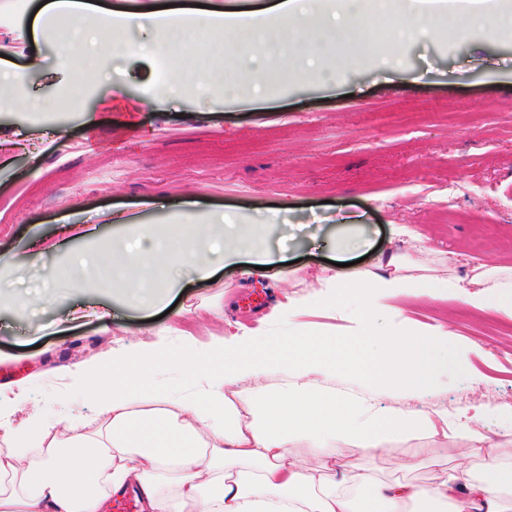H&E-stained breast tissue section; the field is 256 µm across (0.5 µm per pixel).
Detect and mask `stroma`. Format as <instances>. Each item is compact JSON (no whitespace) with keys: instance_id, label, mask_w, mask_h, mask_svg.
<instances>
[{"instance_id":"35a3bbf8","label":"stroma","mask_w":512,"mask_h":512,"mask_svg":"<svg viewBox=\"0 0 512 512\" xmlns=\"http://www.w3.org/2000/svg\"><path fill=\"white\" fill-rule=\"evenodd\" d=\"M41 0H0V66L24 72L25 109L0 103V290L23 308L0 309V385L28 383L24 411L97 419L73 400L56 366L134 356L194 338L210 351L225 322L256 327L285 297L313 293L345 238L364 240L360 269L388 273L383 255L454 281L512 266V39L487 30L470 40H420L400 50L398 70L365 63L334 82L304 75L264 83L263 102L228 97L210 82L170 98L162 57L194 69L247 68L255 48L225 45L194 28L166 52L142 51L138 31L97 43L98 70H75L80 53L67 23L39 20ZM251 225L256 245L280 246L287 265L266 275L215 266L212 280L179 264L164 300L144 306L106 290L105 273L61 280L73 253L106 254L140 224H205L213 213ZM413 326H443L448 371L424 394L368 389L360 374L341 391L369 393L382 410L447 414L446 433L394 443L365 467L428 486L453 463L477 467L462 413L494 452L512 462V316L478 311L460 292L402 300ZM460 449L449 458L448 449Z\"/></svg>"}]
</instances>
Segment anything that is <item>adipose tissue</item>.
<instances>
[{
    "mask_svg": "<svg viewBox=\"0 0 512 512\" xmlns=\"http://www.w3.org/2000/svg\"><path fill=\"white\" fill-rule=\"evenodd\" d=\"M341 2L335 10L321 0H278L264 10L253 0H226L200 12L186 0H168L155 10L126 0L115 11L92 0H46L41 12L77 27L92 16L98 31L107 33L146 21L173 37L195 18L211 26L228 21L236 43L260 46V63L276 55L297 63L333 47L345 67L368 54L377 10L388 12L389 34L398 43L440 26L466 40L496 14L512 26V0ZM178 260L205 277L218 260L251 273L282 257L253 245L242 224H184L174 234L144 224L137 238L113 245L107 265L116 279L148 277L151 287L139 296L148 302L167 287ZM470 283L465 300L476 309L512 303V274H479ZM320 285L312 306L333 311L355 296L354 323L343 327L341 341H327L321 355L296 322L303 304L291 298L280 303L270 319L281 322L295 357L273 385L258 383L268 369L265 327L214 337L206 357L191 341L161 354L113 357L93 372L99 386L93 394L83 363L58 367L77 395L98 403L102 420L90 429L76 415L50 418L36 410L0 423V512H99L105 500L131 488L151 512H512V466L493 455L483 463L482 478L463 469L430 487L379 478L363 459L428 431L430 416L385 413L328 385L337 372L357 371L372 388L418 393L431 386L446 332L433 326L408 331L399 321L385 326L378 313L388 299L433 295L437 283L419 274L359 271L347 280L321 278ZM166 365L189 377V384L154 386ZM347 444L357 452L342 455L343 478H327L317 462L322 449L340 452ZM293 448L308 449L315 464L294 468L288 460Z\"/></svg>",
    "mask_w": 512,
    "mask_h": 512,
    "instance_id": "obj_1",
    "label": "adipose tissue"
}]
</instances>
